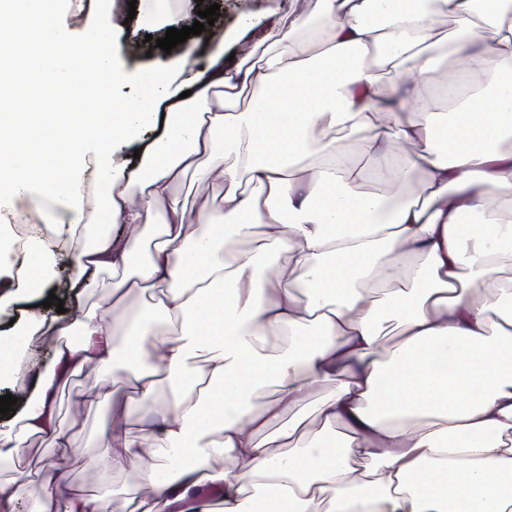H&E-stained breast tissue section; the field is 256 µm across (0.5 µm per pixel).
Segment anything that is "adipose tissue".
Instances as JSON below:
<instances>
[{
    "mask_svg": "<svg viewBox=\"0 0 512 512\" xmlns=\"http://www.w3.org/2000/svg\"><path fill=\"white\" fill-rule=\"evenodd\" d=\"M85 9V0H67L52 12L40 80L56 85L81 63L104 87L135 78L154 94L110 114L29 116L34 152L22 168L10 136H0V201L34 207L47 232L74 243L69 255L54 254L41 236L19 238L0 211V306L22 281L32 300L23 336L0 331V383L27 361L63 260L75 268L74 288L89 272L129 274L112 285L111 316L80 322V342L58 344L19 410L0 416V464L19 458L25 435L68 451L56 393L94 364L139 400H155L159 380L169 390L145 437L116 425L103 438L112 471L141 468L147 438L169 461L166 474L144 470L148 493L126 512H196L207 484L217 491L211 512H512V280L501 278L512 208L491 206L512 186V152L500 149L512 136V0H315L308 17L288 11L274 21L248 12L236 28L259 35L253 64L225 66L224 38L213 33L206 65L176 82L175 61L135 77L116 35L74 32ZM442 54L476 58L480 81L459 68L433 89ZM408 61L415 76L406 88L382 82ZM163 103L178 119L145 144L148 177L134 202L119 149L157 124ZM366 127V155L390 141L414 145L391 170L397 184L419 172L412 196L362 192L364 170L341 162L328 131ZM308 158L318 164L301 192L289 176ZM190 172L224 191L222 209L200 212L197 231L172 199ZM466 214L476 218L468 230ZM103 219L125 224L127 235L79 241ZM258 226L270 249L297 253L303 282L284 269L258 279L259 253H224L228 235ZM147 235L158 244L144 256ZM395 271L401 288L379 300L362 293ZM475 288L490 297L474 302ZM131 290L158 291L153 314L165 333L126 317ZM275 335L285 344L272 355L265 344ZM204 381L212 392L194 396ZM318 386L330 389L318 406L322 430L271 456L270 427L289 440ZM224 457L237 468L213 469ZM106 508L101 496L74 489L60 500L47 490L30 512Z\"/></svg>",
    "mask_w": 512,
    "mask_h": 512,
    "instance_id": "ef3b65f1",
    "label": "adipose tissue"
}]
</instances>
